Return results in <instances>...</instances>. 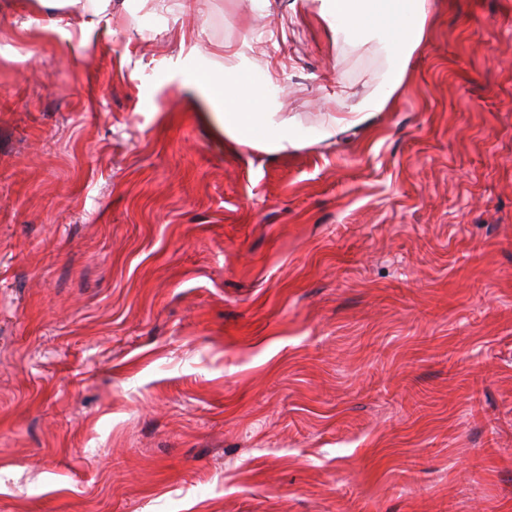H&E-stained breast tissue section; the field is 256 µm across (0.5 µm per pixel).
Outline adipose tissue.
<instances>
[{
  "label": "adipose tissue",
  "instance_id": "ef3b65f1",
  "mask_svg": "<svg viewBox=\"0 0 512 512\" xmlns=\"http://www.w3.org/2000/svg\"><path fill=\"white\" fill-rule=\"evenodd\" d=\"M434 8V0H320L318 15L328 28L348 41H376L389 65L376 96L329 115L326 124L309 136L301 135L296 117L278 111L272 75L241 63L226 67L214 62L200 70L196 90L203 117L214 133L236 146L277 154L365 124L399 96L412 56L426 43ZM34 12L51 27L67 18L92 25L111 20L112 0H34Z\"/></svg>",
  "mask_w": 512,
  "mask_h": 512
}]
</instances>
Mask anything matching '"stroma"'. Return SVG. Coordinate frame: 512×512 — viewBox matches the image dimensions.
Returning <instances> with one entry per match:
<instances>
[{"label":"stroma","instance_id":"1","mask_svg":"<svg viewBox=\"0 0 512 512\" xmlns=\"http://www.w3.org/2000/svg\"><path fill=\"white\" fill-rule=\"evenodd\" d=\"M186 44L313 127L386 67L316 0H0V512H512V0H437L399 101L285 155ZM34 12L48 27H57L65 18H77L81 25L112 19V0H34Z\"/></svg>","mask_w":512,"mask_h":512}]
</instances>
